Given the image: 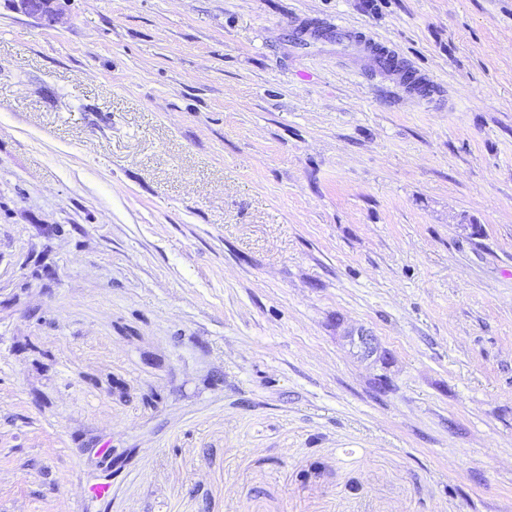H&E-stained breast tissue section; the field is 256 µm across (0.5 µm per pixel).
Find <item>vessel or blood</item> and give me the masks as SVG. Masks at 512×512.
Instances as JSON below:
<instances>
[{
	"instance_id": "vessel-or-blood-1",
	"label": "vessel or blood",
	"mask_w": 512,
	"mask_h": 512,
	"mask_svg": "<svg viewBox=\"0 0 512 512\" xmlns=\"http://www.w3.org/2000/svg\"><path fill=\"white\" fill-rule=\"evenodd\" d=\"M319 40L335 43L357 68L396 76L410 94L428 97L435 91L426 74L415 69L387 43L373 38L366 32L341 23L315 29L303 21L299 22L294 30L295 45L304 48Z\"/></svg>"
}]
</instances>
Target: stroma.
<instances>
[{
	"mask_svg": "<svg viewBox=\"0 0 512 512\" xmlns=\"http://www.w3.org/2000/svg\"><path fill=\"white\" fill-rule=\"evenodd\" d=\"M0 512H512V0H0ZM319 40L336 43V47L342 49L352 64L361 70L364 68L381 75L396 76L410 94L428 97L435 93L436 88L426 74L415 69L387 43L366 32L337 21L322 30L300 21L294 29L292 42L295 45L306 48Z\"/></svg>",
	"mask_w": 512,
	"mask_h": 512,
	"instance_id": "stroma-1",
	"label": "stroma"
}]
</instances>
